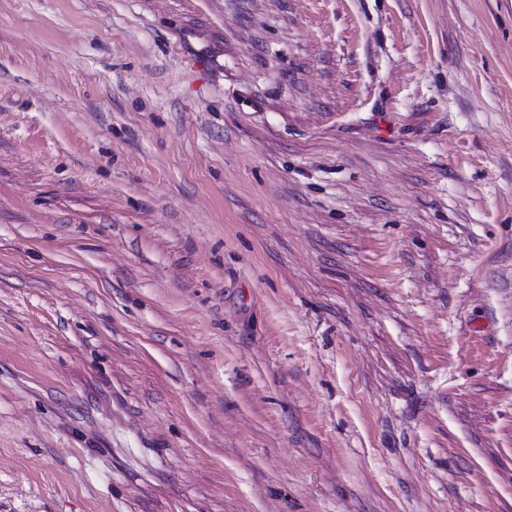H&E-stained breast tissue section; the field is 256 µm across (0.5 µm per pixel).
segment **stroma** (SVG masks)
Returning <instances> with one entry per match:
<instances>
[{"mask_svg":"<svg viewBox=\"0 0 512 512\" xmlns=\"http://www.w3.org/2000/svg\"><path fill=\"white\" fill-rule=\"evenodd\" d=\"M0 512H512V0H0Z\"/></svg>","mask_w":512,"mask_h":512,"instance_id":"35a3bbf8","label":"stroma"}]
</instances>
